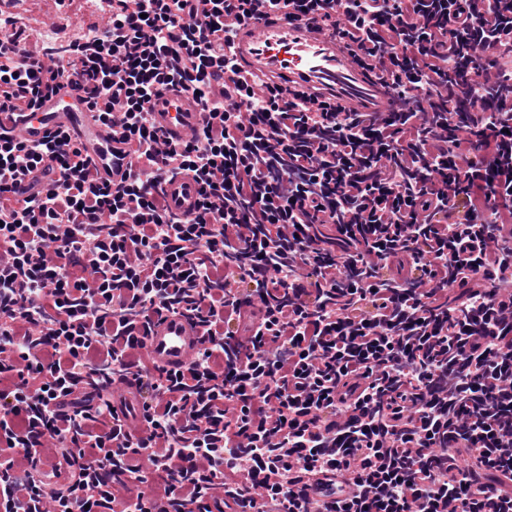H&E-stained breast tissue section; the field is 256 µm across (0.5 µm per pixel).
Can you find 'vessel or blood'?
<instances>
[{
	"label": "vessel or blood",
	"mask_w": 512,
	"mask_h": 512,
	"mask_svg": "<svg viewBox=\"0 0 512 512\" xmlns=\"http://www.w3.org/2000/svg\"><path fill=\"white\" fill-rule=\"evenodd\" d=\"M290 11V6H282L268 20L256 23L226 17V26L237 34L234 51L241 75L271 78L285 95H298L312 103L330 98L348 111L384 113L393 109L392 90L385 75L357 62L352 49L340 43L320 22L291 17ZM149 109L156 125L172 142L187 139L201 124L198 106L176 90L152 98ZM60 127L71 130L88 159L90 179L115 183L123 180L134 145L119 126L97 124L78 93L71 89H62L44 100L35 113L16 123L15 130L21 138L38 142ZM162 188L172 212L194 210L198 186L192 177L174 178L164 182ZM202 336L201 327L192 319L165 313L152 318L146 349L158 367L181 369L199 350ZM140 407L137 386L115 388V415L132 422L138 418Z\"/></svg>",
	"instance_id": "1"
}]
</instances>
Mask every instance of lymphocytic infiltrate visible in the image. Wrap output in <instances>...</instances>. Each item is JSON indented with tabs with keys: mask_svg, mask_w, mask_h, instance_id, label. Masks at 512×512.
Here are the masks:
<instances>
[{
	"mask_svg": "<svg viewBox=\"0 0 512 512\" xmlns=\"http://www.w3.org/2000/svg\"><path fill=\"white\" fill-rule=\"evenodd\" d=\"M290 2L395 111L241 76L225 17L281 0H112L60 47L0 20V115L68 86L136 147L99 184L67 132L0 125V512H512V0ZM166 89L202 113L180 143L149 117ZM180 174L186 215L161 195ZM162 313L203 329L186 369L145 352ZM170 210L183 214L195 209L198 199V185L189 176H181L162 183ZM140 407L141 396L135 384L114 387L112 409L115 415L123 421L133 422L139 416Z\"/></svg>",
	"mask_w": 512,
	"mask_h": 512,
	"instance_id": "lymphocytic-infiltrate-1",
	"label": "lymphocytic infiltrate"
}]
</instances>
